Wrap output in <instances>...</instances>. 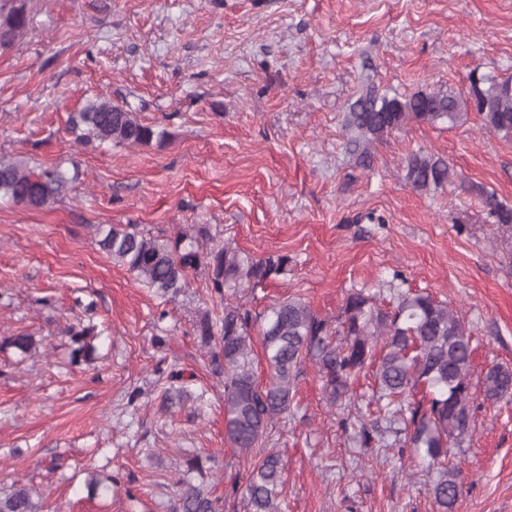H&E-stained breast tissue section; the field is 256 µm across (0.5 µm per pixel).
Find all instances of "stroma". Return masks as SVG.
Instances as JSON below:
<instances>
[{
    "instance_id": "1",
    "label": "stroma",
    "mask_w": 512,
    "mask_h": 512,
    "mask_svg": "<svg viewBox=\"0 0 512 512\" xmlns=\"http://www.w3.org/2000/svg\"><path fill=\"white\" fill-rule=\"evenodd\" d=\"M30 29L0 50V155L77 164L62 200L0 201V487L29 485L45 512H168L191 455L224 496L243 454L224 439V393L194 333L222 315L204 269L167 302L102 252L91 227L136 224L165 238L207 226L287 278L242 292L254 311L303 298L336 316L348 293L388 305L390 287L447 301L481 370L512 365V248L484 203L512 207V140L476 116L411 123L344 149L343 114L362 86L467 93L471 73L512 77V0H27ZM106 98L158 125L148 147L75 145L70 113ZM454 172L444 188L404 180L418 149ZM105 326L98 358L74 364L66 331ZM32 334L20 358L6 338ZM182 391L162 409L171 364ZM282 426V512H437L410 448L358 447L313 364ZM451 462L456 512H512V401L474 402ZM119 489L88 495V473Z\"/></svg>"
}]
</instances>
